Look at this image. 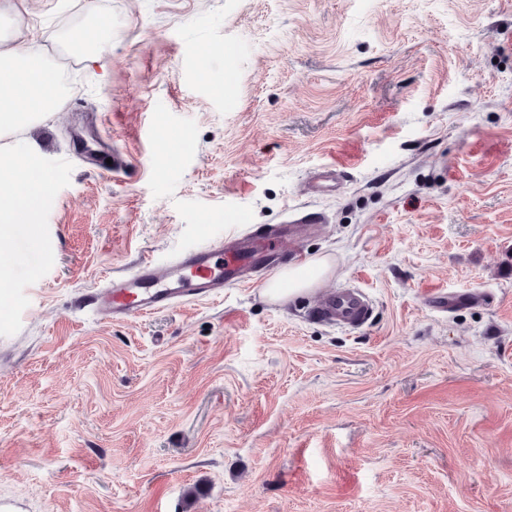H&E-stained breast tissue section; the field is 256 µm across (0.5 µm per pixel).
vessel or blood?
<instances>
[{"label": "vessel or blood", "instance_id": "obj_1", "mask_svg": "<svg viewBox=\"0 0 512 512\" xmlns=\"http://www.w3.org/2000/svg\"><path fill=\"white\" fill-rule=\"evenodd\" d=\"M294 226H280L260 234L236 231L205 248L178 255L161 263L141 258L135 268L106 281L97 290L80 296L101 320L123 322L221 294L225 283L239 286L262 253L275 252ZM314 319L344 328H359L373 315V303L360 288H340L320 299L312 309Z\"/></svg>", "mask_w": 512, "mask_h": 512}]
</instances>
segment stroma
Here are the masks:
<instances>
[{"mask_svg": "<svg viewBox=\"0 0 512 512\" xmlns=\"http://www.w3.org/2000/svg\"><path fill=\"white\" fill-rule=\"evenodd\" d=\"M51 182L0 284V500L22 512H512V0H31ZM104 40L94 62L70 33ZM95 123L124 168L95 171ZM346 172L310 196L313 172ZM278 267L108 323L107 276L292 210ZM360 329L307 316L329 290ZM331 268L332 263L327 257L314 258L303 266L289 267L269 283L265 294L274 301L287 299L316 286ZM373 303L361 288H339L325 295L312 309L314 319L344 328H360L373 315Z\"/></svg>", "mask_w": 512, "mask_h": 512, "instance_id": "1", "label": "stroma"}]
</instances>
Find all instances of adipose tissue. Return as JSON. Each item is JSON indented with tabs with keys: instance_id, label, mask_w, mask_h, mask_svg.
<instances>
[{
	"instance_id": "obj_1",
	"label": "adipose tissue",
	"mask_w": 512,
	"mask_h": 512,
	"mask_svg": "<svg viewBox=\"0 0 512 512\" xmlns=\"http://www.w3.org/2000/svg\"><path fill=\"white\" fill-rule=\"evenodd\" d=\"M49 74L45 54L36 38L19 40L17 33L0 34V238L11 225L31 221L33 214L49 194L47 176L32 177L35 152H13L6 139L19 128L37 122L45 113L55 111L56 95H43L39 104L28 105L31 91L46 82ZM329 258L317 257L305 265L282 271L266 288L275 301L313 288L331 271Z\"/></svg>"
}]
</instances>
